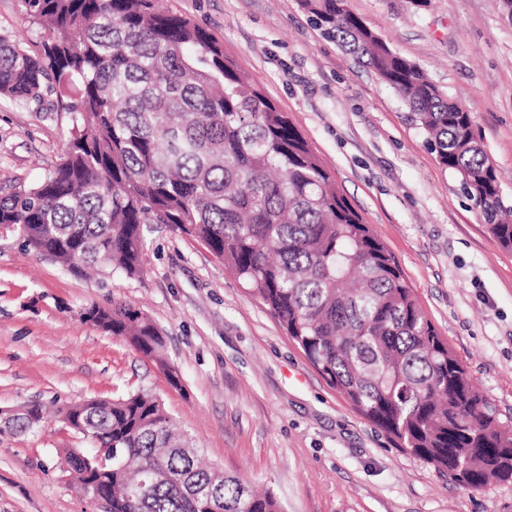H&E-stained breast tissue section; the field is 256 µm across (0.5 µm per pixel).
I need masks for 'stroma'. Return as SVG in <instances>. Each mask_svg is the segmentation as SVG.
<instances>
[{
	"instance_id": "stroma-1",
	"label": "stroma",
	"mask_w": 512,
	"mask_h": 512,
	"mask_svg": "<svg viewBox=\"0 0 512 512\" xmlns=\"http://www.w3.org/2000/svg\"><path fill=\"white\" fill-rule=\"evenodd\" d=\"M194 19L264 88L395 256L471 381L512 426V250L443 169L401 98L324 37L298 0H163ZM451 100L468 107L512 204V18L496 0H348ZM0 34L39 51L19 0ZM55 95L0 96V191L31 185L69 136ZM142 278L72 275L0 231V407L60 406L147 390L205 459L270 490L283 512H512V482L464 488L404 452L308 362L277 319L203 245L143 227ZM120 299L160 329L180 384L121 338L82 322ZM59 422L0 433V512H103L64 469L88 448Z\"/></svg>"
}]
</instances>
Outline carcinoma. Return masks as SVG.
Masks as SVG:
<instances>
[{"label": "carcinoma", "mask_w": 512, "mask_h": 512, "mask_svg": "<svg viewBox=\"0 0 512 512\" xmlns=\"http://www.w3.org/2000/svg\"><path fill=\"white\" fill-rule=\"evenodd\" d=\"M41 51L0 35V95H57L72 127L43 179L0 195V226L73 274H142L145 224H176L263 303L356 411L404 451L461 485L512 480V428L419 305L395 257L320 163L286 113L224 46L158 0H20ZM323 34L403 100L439 165L505 249L512 209L472 113L448 98L347 5L300 0ZM109 321L167 372L165 344L139 309L112 300L81 318ZM115 457L75 462L83 494L107 512H282L270 493L202 462L147 391L61 410ZM43 408H21L0 432L24 436Z\"/></svg>", "instance_id": "cac0c4a2"}]
</instances>
